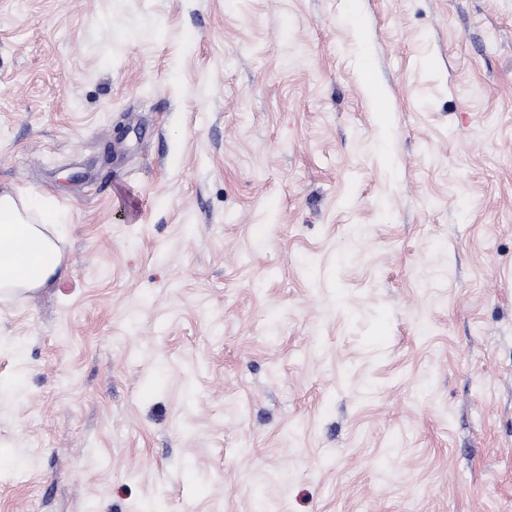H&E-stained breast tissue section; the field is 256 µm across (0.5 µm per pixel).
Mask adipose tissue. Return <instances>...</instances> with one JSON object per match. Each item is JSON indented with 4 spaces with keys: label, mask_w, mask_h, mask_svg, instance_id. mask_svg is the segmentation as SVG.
<instances>
[{
    "label": "adipose tissue",
    "mask_w": 512,
    "mask_h": 512,
    "mask_svg": "<svg viewBox=\"0 0 512 512\" xmlns=\"http://www.w3.org/2000/svg\"><path fill=\"white\" fill-rule=\"evenodd\" d=\"M50 204L38 192L0 196V292L34 290L56 276L59 248L47 233Z\"/></svg>",
    "instance_id": "1"
}]
</instances>
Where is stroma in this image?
I'll use <instances>...</instances> for the list:
<instances>
[{"label": "stroma", "instance_id": "1", "mask_svg": "<svg viewBox=\"0 0 512 512\" xmlns=\"http://www.w3.org/2000/svg\"><path fill=\"white\" fill-rule=\"evenodd\" d=\"M0 512H512V0H0ZM50 204L39 192L18 203L0 196V292L41 288L61 267L59 248L47 234Z\"/></svg>", "mask_w": 512, "mask_h": 512}]
</instances>
